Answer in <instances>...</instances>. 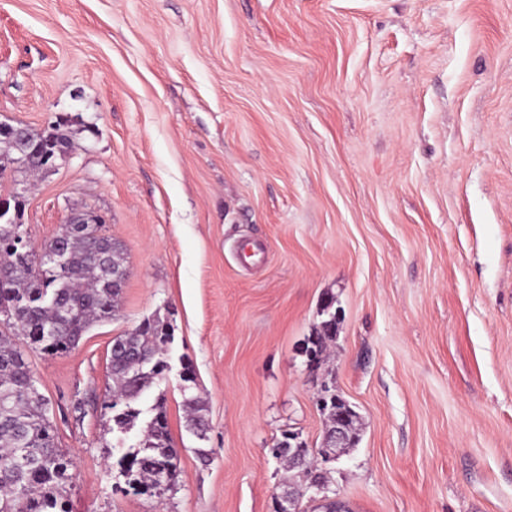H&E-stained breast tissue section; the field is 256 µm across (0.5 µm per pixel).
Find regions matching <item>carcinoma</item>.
Here are the masks:
<instances>
[{
  "mask_svg": "<svg viewBox=\"0 0 512 512\" xmlns=\"http://www.w3.org/2000/svg\"><path fill=\"white\" fill-rule=\"evenodd\" d=\"M63 150L73 146L69 133L58 123L38 132L25 129L0 134V173L13 167L20 177L43 173L40 156L45 137ZM23 214L13 224L0 223V315L8 319L0 331V512H70L66 489L74 473L56 470L65 457L58 447L56 428L51 421L50 401L40 392L24 351L18 344L44 354H60L78 345L94 325L112 319L119 312L120 288H112V268L126 269L123 249L113 246L104 255L100 242L110 241L101 234L102 225L64 224L43 244L52 250L63 244L65 263L60 268L44 267L17 246L15 238L25 236ZM60 295L54 304L42 299L47 290ZM170 325L160 319L145 320L130 332L113 340L110 354L112 387L102 408L112 411L117 431L131 429L139 417L135 408L141 396L152 389L166 372ZM336 337V317L321 325L307 348L309 361L320 363ZM184 379L183 407L187 428L199 439L206 437L208 423L200 398L191 392L195 383L192 362ZM320 411L330 428L336 420V389L322 384ZM155 420L141 429L135 441L123 434L114 446L117 464L127 469L141 493L163 499L176 485L180 456L171 443L165 400L154 404ZM275 457L289 472L286 486L302 488L311 483H328L327 472L308 452L301 463L288 455V439L278 442Z\"/></svg>",
  "mask_w": 512,
  "mask_h": 512,
  "instance_id": "1",
  "label": "carcinoma"
}]
</instances>
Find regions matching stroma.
<instances>
[{"instance_id": "35a3bbf8", "label": "stroma", "mask_w": 512, "mask_h": 512, "mask_svg": "<svg viewBox=\"0 0 512 512\" xmlns=\"http://www.w3.org/2000/svg\"><path fill=\"white\" fill-rule=\"evenodd\" d=\"M62 116L74 151L34 178L27 234L95 211L128 269L118 317L26 353L72 512H272L269 450L320 447L327 369L361 418L323 466L346 512H512V0H0V121ZM147 318L173 333L137 404L164 397L181 458L160 506L100 407ZM336 337V319L335 317H330L328 320H325L319 332H317V336L315 340L313 339L310 344L311 346H307V354L309 356V361L313 363H320L324 361L327 356V350L329 348L330 342H332ZM186 358V357H184ZM189 376L183 380L186 385L182 387L183 391V407L186 413L187 428L195 434L199 439L204 440L208 430V423L205 417L204 406L200 398L190 392L191 384L195 385V370L192 362L186 358Z\"/></svg>"}]
</instances>
